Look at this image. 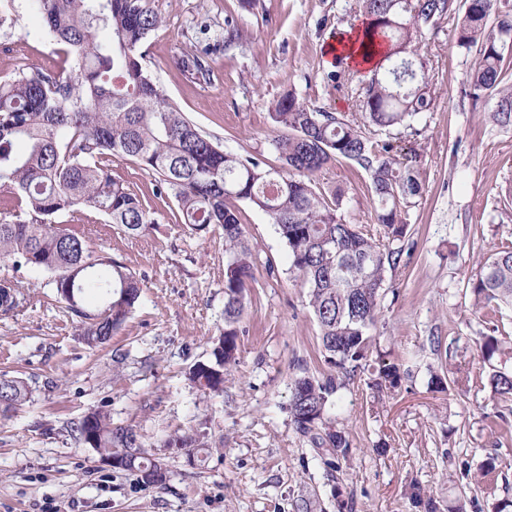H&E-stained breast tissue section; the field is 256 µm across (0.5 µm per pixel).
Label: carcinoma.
I'll return each mask as SVG.
<instances>
[{
	"instance_id": "obj_1",
	"label": "carcinoma",
	"mask_w": 512,
	"mask_h": 512,
	"mask_svg": "<svg viewBox=\"0 0 512 512\" xmlns=\"http://www.w3.org/2000/svg\"><path fill=\"white\" fill-rule=\"evenodd\" d=\"M365 23L356 49L373 61L360 81L361 119L347 121L313 110L292 92L276 100L274 126L288 135L273 145L282 165L228 152L207 137L166 96L143 67L141 48L162 24L151 0H32L44 32L62 47L63 66L37 69L0 82V264L26 266L50 276L58 299L80 318L81 338L89 346L110 341L142 296L141 279L124 262L93 246L84 224H61L64 213L97 212L128 236L153 224L138 196L112 178V160L130 159L155 176L158 193H170L180 222L196 232L215 224L224 234V328L208 356L189 369V379L204 393L224 394V377L238 360V336L254 258L240 222L237 201L263 212L288 245L292 270L307 285L308 307L319 329L321 355L334 372L315 376L304 370L292 383L288 416L295 430L336 469L350 448L345 431L328 416L333 395L370 371L367 386L380 397L401 388L399 364L374 354L370 333L379 312L386 273L395 269L406 234L401 213L421 193L414 171L392 157L391 143L371 140L368 128L407 127L431 111L433 83L427 62L415 45L443 19L456 23L457 43L474 52L469 73L471 95L496 98L492 124L512 128V11L504 0H357ZM176 64L199 83L211 81L205 55L182 52ZM351 161L371 180L374 214L385 242L338 216L342 194L326 193L316 175L334 161ZM478 309H512V249L490 254L472 279ZM101 298L85 307L88 294ZM27 301L19 286L0 283V313ZM508 337L487 322L480 343L487 362L509 355ZM490 382L505 402L494 418L508 423L512 371L495 370ZM23 379L0 375V416L30 401ZM76 438L99 456L115 457L116 470L137 475L145 486L158 460L131 425L112 423L102 408L76 424ZM164 447L194 459L208 451L197 433L174 434ZM502 475L490 455L479 470L465 474L488 494ZM408 497L417 512H440L439 502L418 481Z\"/></svg>"
}]
</instances>
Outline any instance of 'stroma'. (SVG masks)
I'll list each match as a JSON object with an SVG mask.
<instances>
[{
  "mask_svg": "<svg viewBox=\"0 0 512 512\" xmlns=\"http://www.w3.org/2000/svg\"><path fill=\"white\" fill-rule=\"evenodd\" d=\"M162 26L147 40L144 65L169 99L224 150L279 166L270 111L285 92L315 110L358 117V78L330 80L324 48L336 31L360 24L355 0H152ZM240 39L224 48L226 22ZM208 50L214 79L192 82L177 66L184 51ZM418 51L436 84L434 106L412 126L372 133L390 142L398 162L414 167L422 190L402 215L407 226L399 267L386 274L371 333L377 348L409 376L398 392L375 401L363 380L341 389L328 408L349 435L351 451L337 475L288 416L298 367L329 373L307 288L289 249L266 215L238 209L255 255L238 339V363L220 396L203 394L188 370L206 358L224 326V238L220 227L198 235L181 224L151 173L117 160L114 178L138 195L154 221L141 237L124 235L95 212L84 214L95 247L123 260L143 280L139 305L111 340L90 347L79 320L59 302L44 273L0 265L28 299L0 314V373L31 385L30 401L0 417V512H336L342 488L352 512H410L411 480L440 506L460 492L467 512H491L512 497V434L489 416L500 400L477 356L485 329L469 282L484 256L512 243L502 189L512 185V129L491 125L489 98L472 101L473 55L451 22L428 32ZM58 47L38 26L30 0H0V81L22 66L54 68ZM344 191L347 223L374 225L370 179L349 161L318 176ZM465 370L468 387L441 389L432 374ZM134 426L166 463L165 488L100 463L72 427L88 411ZM203 434L212 451L189 465L164 447L173 433ZM387 451H377L380 442ZM497 455L505 480L494 496L466 490L463 470Z\"/></svg>",
  "mask_w": 512,
  "mask_h": 512,
  "instance_id": "35a3bbf8",
  "label": "stroma"
}]
</instances>
